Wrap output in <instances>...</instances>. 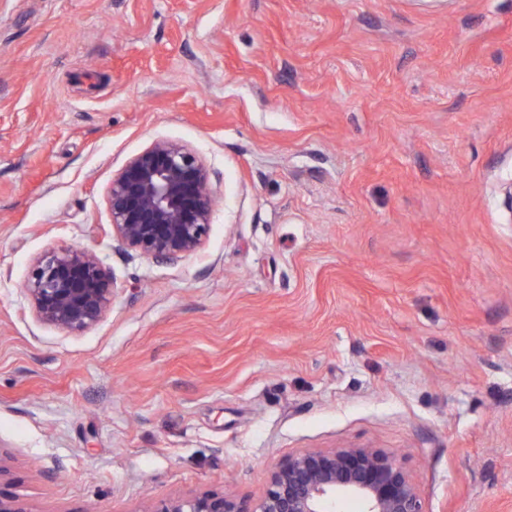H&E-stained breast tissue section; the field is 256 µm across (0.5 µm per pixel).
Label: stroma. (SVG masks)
Segmentation results:
<instances>
[{"label": "stroma", "mask_w": 512, "mask_h": 512, "mask_svg": "<svg viewBox=\"0 0 512 512\" xmlns=\"http://www.w3.org/2000/svg\"><path fill=\"white\" fill-rule=\"evenodd\" d=\"M196 150L210 233L119 248L107 189ZM512 0H0V493L29 512L255 499L372 447L424 512H512ZM111 307L39 323L45 251ZM25 291L40 323L79 331L112 305L113 276L94 252L70 245L35 261Z\"/></svg>", "instance_id": "35a3bbf8"}]
</instances>
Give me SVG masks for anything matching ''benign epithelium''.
<instances>
[{
    "label": "benign epithelium",
    "mask_w": 512,
    "mask_h": 512,
    "mask_svg": "<svg viewBox=\"0 0 512 512\" xmlns=\"http://www.w3.org/2000/svg\"><path fill=\"white\" fill-rule=\"evenodd\" d=\"M112 236L144 255L177 260L203 245L211 224V172L198 153L160 138L129 159L107 190ZM25 291L42 324L79 331L112 305L113 276L81 246L45 252ZM362 512H423L414 482L379 448H309L275 468L253 500L202 491L144 502L138 512H339L342 499Z\"/></svg>",
    "instance_id": "obj_1"
}]
</instances>
